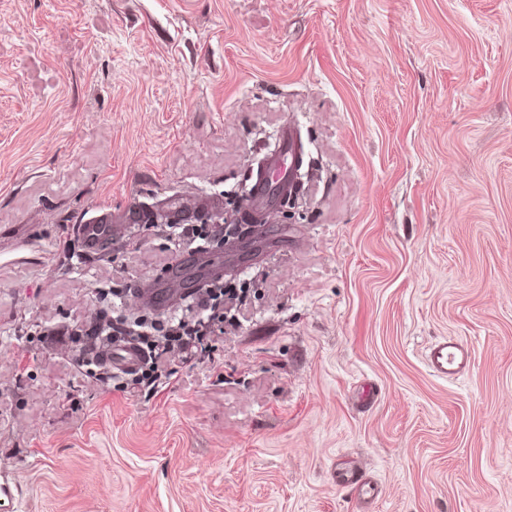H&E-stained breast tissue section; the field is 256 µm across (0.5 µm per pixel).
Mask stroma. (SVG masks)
<instances>
[{
  "label": "stroma",
  "instance_id": "obj_1",
  "mask_svg": "<svg viewBox=\"0 0 512 512\" xmlns=\"http://www.w3.org/2000/svg\"><path fill=\"white\" fill-rule=\"evenodd\" d=\"M287 125L239 325L154 393L85 376L101 290L172 272L142 212L245 223ZM0 512H512V0H0ZM295 137L296 132L293 128H285L281 131L276 146L265 155L261 173L258 170L256 185L259 184L260 175H265L269 179L279 175L282 180L280 182L281 191L287 195L289 190L293 191V186L288 187V159L292 160ZM270 201L271 196L266 190V184L260 183L249 204L252 208L263 209L269 206ZM77 231L83 239L86 255L96 256L104 241L112 240L114 225L94 221L78 225ZM427 361L434 375L445 379L459 376L469 365L467 343L459 338L445 337L431 346Z\"/></svg>",
  "mask_w": 512,
  "mask_h": 512
}]
</instances>
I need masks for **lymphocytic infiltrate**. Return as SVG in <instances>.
<instances>
[{"instance_id":"1","label":"lymphocytic infiltrate","mask_w":512,"mask_h":512,"mask_svg":"<svg viewBox=\"0 0 512 512\" xmlns=\"http://www.w3.org/2000/svg\"><path fill=\"white\" fill-rule=\"evenodd\" d=\"M112 317L82 328L88 357L85 361L87 376H94L103 367V348L108 343L128 342L135 346L141 360L134 370L137 384L154 387L161 376L177 375L167 356L171 352L195 359L208 355L210 344L223 333L227 308L242 302L243 295L237 290L217 282L196 295L188 305V316L171 315L163 318H141L128 321L122 313V290L112 293Z\"/></svg>"}]
</instances>
